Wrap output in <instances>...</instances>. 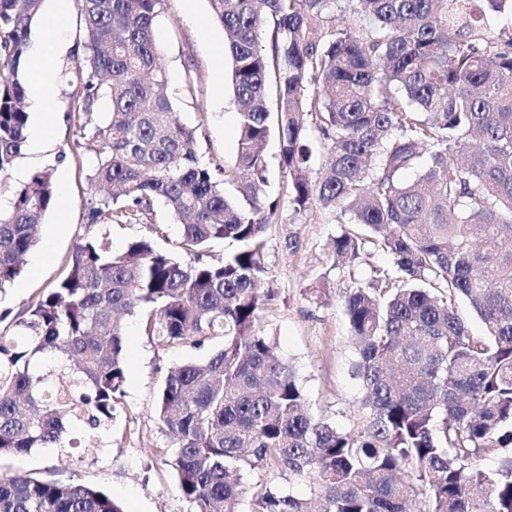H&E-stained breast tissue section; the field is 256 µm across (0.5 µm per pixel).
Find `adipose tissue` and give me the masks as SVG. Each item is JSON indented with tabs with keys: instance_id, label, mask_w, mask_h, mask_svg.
I'll return each mask as SVG.
<instances>
[{
	"instance_id": "1",
	"label": "adipose tissue",
	"mask_w": 512,
	"mask_h": 512,
	"mask_svg": "<svg viewBox=\"0 0 512 512\" xmlns=\"http://www.w3.org/2000/svg\"><path fill=\"white\" fill-rule=\"evenodd\" d=\"M62 48L58 24L55 19H46L39 31L35 46L37 68L33 78L36 89L33 93V108L39 117L31 131V145L40 148L48 134L49 120L43 116L44 95L54 73L55 59Z\"/></svg>"
}]
</instances>
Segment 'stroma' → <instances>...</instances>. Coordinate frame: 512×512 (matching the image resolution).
<instances>
[{
	"mask_svg": "<svg viewBox=\"0 0 512 512\" xmlns=\"http://www.w3.org/2000/svg\"><path fill=\"white\" fill-rule=\"evenodd\" d=\"M45 10L56 11L61 37L67 45L58 66L77 70L75 47L82 23L75 0H46ZM161 65L168 91L176 100L183 124L197 127L199 155L204 163L227 171L236 168L238 114L230 84V65L224 57V30L210 18L208 0H166L154 24ZM70 88L62 81L50 87L51 141L42 152L24 148L9 173L0 198L42 169H50L62 206L48 212L37 229L38 245L32 256H43L40 268L25 266L22 276L0 297L4 320L32 299L54 288L67 273L75 246L90 236L107 235L113 252L129 242L152 238L154 246L181 262L190 257L179 246L181 229L163 204H155L152 223L161 225L152 236L143 224L88 225L87 209L97 192L87 176L94 157L79 148L81 133L68 119ZM347 217L340 209L311 207L295 213L282 204L276 223L267 230L266 284L274 298L266 305L258 326L271 336L276 353L292 365L313 412L351 429L360 406L362 389L353 376L357 352L349 335L343 300L353 288L366 285L376 266L388 264L386 253H360L354 261L336 262L332 238L340 234ZM124 333L128 363L124 394L112 420L110 446L100 447L82 438L80 448L68 458L56 449L0 458V474L73 481L95 487L120 503L124 512H190L173 467L175 441L159 422L154 406L171 368L208 358L219 340L204 346L180 344L164 347L144 332L141 316L127 317Z\"/></svg>",
	"mask_w": 512,
	"mask_h": 512,
	"instance_id": "obj_1",
	"label": "stroma"
}]
</instances>
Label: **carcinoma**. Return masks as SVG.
Listing matches in <instances>:
<instances>
[{
    "label": "carcinoma",
    "mask_w": 512,
    "mask_h": 512,
    "mask_svg": "<svg viewBox=\"0 0 512 512\" xmlns=\"http://www.w3.org/2000/svg\"><path fill=\"white\" fill-rule=\"evenodd\" d=\"M478 1L512 13V0H353L355 26L330 16L337 0H209L231 63L243 207L201 163L197 128L174 117L153 37L166 0H76L86 78L70 115L90 131L88 181L112 188L88 224L138 223L160 200L193 261L145 239L118 254L97 237L76 245L65 278L0 331V456L67 457L81 425L107 436L125 382L121 317L141 313L162 345L222 340L171 370L155 407L193 512H236L247 494L252 512H512V26L484 36ZM43 4L0 0V177L26 141L27 47ZM274 132L293 210L343 204L369 235L343 231L336 256L369 243L391 258L344 299L364 392L350 431L308 412L257 328L273 299L260 284L280 208L268 191ZM313 139L330 154L315 180ZM59 202L42 170L0 211V293ZM226 239L236 251L203 259ZM458 299L483 334H470ZM259 465L307 479L311 496L245 486ZM0 512L123 510L84 484L0 475Z\"/></svg>",
    "instance_id": "cac0c4a2"
}]
</instances>
